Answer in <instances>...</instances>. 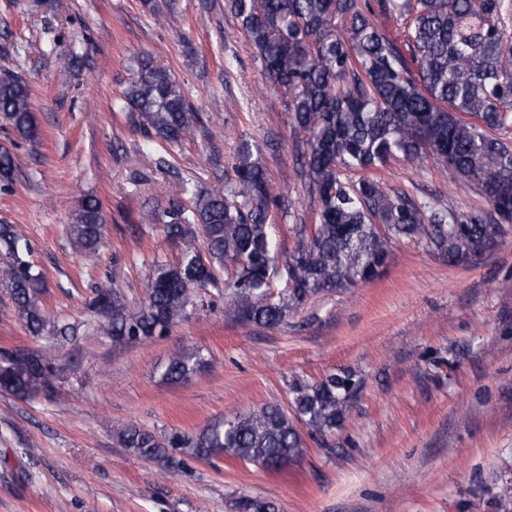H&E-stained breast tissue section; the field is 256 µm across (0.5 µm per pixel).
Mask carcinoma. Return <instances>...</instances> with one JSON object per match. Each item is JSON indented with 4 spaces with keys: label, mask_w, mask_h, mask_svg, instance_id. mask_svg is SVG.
<instances>
[{
    "label": "carcinoma",
    "mask_w": 512,
    "mask_h": 512,
    "mask_svg": "<svg viewBox=\"0 0 512 512\" xmlns=\"http://www.w3.org/2000/svg\"><path fill=\"white\" fill-rule=\"evenodd\" d=\"M227 0L273 89L287 102L289 123L303 135L297 177L317 203L310 234L300 228L281 267L272 195L261 147L240 139L233 178L209 191L189 178L145 214L178 245L172 263H155L147 299L136 307L117 289L118 269L94 286L87 309L99 335L128 346L167 335L197 309L196 290L214 288L224 312L241 322L278 326L287 308L322 292L381 275L397 239H418L450 265L471 262L512 229V143L493 132L512 124V0ZM113 110L128 113L146 138L181 149L204 126L179 81L150 55L138 59ZM0 119L24 140L39 135L27 84L0 70ZM453 172L488 208L459 213L413 200L369 177L347 172L392 159L419 167L427 158ZM17 156L0 150V182L11 184ZM200 226L203 244L194 226ZM72 244L93 259L103 243L100 201L83 198L65 227ZM8 261L5 288L18 319L36 340H74L80 323L61 321L41 306L44 274L30 242L0 224ZM283 295L271 292L273 272ZM204 362L182 348L163 367L171 382L188 379ZM61 370L39 350L0 349V391L19 399L58 392ZM357 391L345 371L291 385L290 410L269 404L232 414L197 432L164 434L127 425L120 445L148 460L175 454L208 461L225 453L278 471L300 461L305 437L340 428ZM237 512H276L273 502L244 497Z\"/></svg>",
    "instance_id": "carcinoma-1"
}]
</instances>
